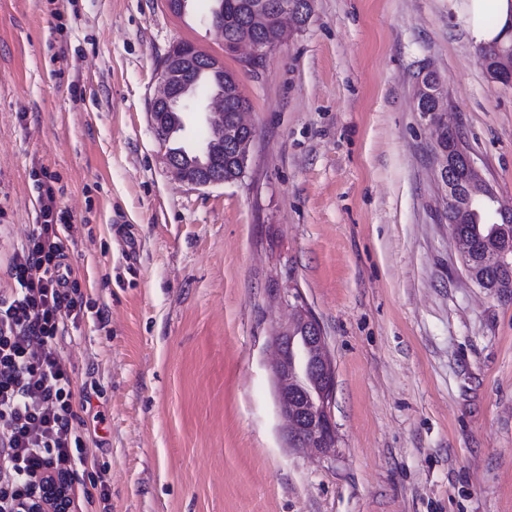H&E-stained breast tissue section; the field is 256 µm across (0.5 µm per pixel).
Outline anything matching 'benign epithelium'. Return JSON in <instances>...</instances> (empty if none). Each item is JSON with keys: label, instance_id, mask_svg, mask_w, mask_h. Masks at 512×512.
Here are the masks:
<instances>
[{"label": "benign epithelium", "instance_id": "1", "mask_svg": "<svg viewBox=\"0 0 512 512\" xmlns=\"http://www.w3.org/2000/svg\"><path fill=\"white\" fill-rule=\"evenodd\" d=\"M273 15L278 24L298 32L303 23L297 21L292 11L288 9V0H262L254 11L257 21H264L267 16ZM276 47V42L270 41L263 46L249 40L224 44V51L237 58L241 68L256 69L260 60ZM207 62L213 69L224 68V62L220 59L201 51L191 44L176 43L170 47L163 58L158 71L156 93L150 99L148 117L153 129H158L160 119L164 112H179L190 101L191 87L185 84V77L197 70L201 62ZM417 90L429 94L435 101V112L431 125L442 127L443 115L448 112L447 100L442 92V84L435 70L423 68L417 80ZM224 93L219 92L210 98L207 106L208 124L211 130L212 146L224 147V141L236 136L242 127H251L246 115L249 112V103L241 102L236 110L234 125H224ZM441 156L440 179L444 183V201L447 207H456L458 203L452 194V186L447 184L448 174L456 164V159L448 152L443 151ZM160 161L164 167L181 183L188 186L207 187L224 183V177L210 175L208 171L216 162L213 149L200 151L198 162L195 164L177 165L166 147H161ZM295 299L293 321H301L307 324L312 335L306 340L314 343L318 348V356L315 363H310L308 355L298 348H293L294 366L288 370V361L283 354L284 342L288 328H283L275 337L277 356L273 366V372L277 382V403L281 415L287 421V433L294 437L302 424L296 416V388L307 377L308 373L315 372L322 383V400L320 406L312 411L313 424L318 426V434L305 442V446L313 453L323 454L334 447L335 436L329 415V404L334 394V367L327 350L325 337L312 312L300 303V296L293 295ZM37 484L41 486L40 494L33 502L24 505L26 512H70L71 491L67 479L58 475L53 470H47L38 477Z\"/></svg>", "mask_w": 512, "mask_h": 512}]
</instances>
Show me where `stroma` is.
<instances>
[{"mask_svg":"<svg viewBox=\"0 0 512 512\" xmlns=\"http://www.w3.org/2000/svg\"><path fill=\"white\" fill-rule=\"evenodd\" d=\"M211 0H0V292L49 171L83 314L58 345L106 488L72 512H512V298L465 273L415 107L512 206V84L486 75L449 0H314L253 71ZM187 41L238 71L244 178L194 189L159 161L147 107ZM299 293L334 370L335 446L290 447L271 340ZM417 90L426 92L434 99L435 112H423V114H432L433 119L430 125L441 128L443 115L448 112V106L438 73L433 69L422 68L417 80Z\"/></svg>","mask_w":512,"mask_h":512,"instance_id":"obj_1","label":"stroma"}]
</instances>
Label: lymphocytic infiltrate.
<instances>
[{"mask_svg": "<svg viewBox=\"0 0 512 512\" xmlns=\"http://www.w3.org/2000/svg\"><path fill=\"white\" fill-rule=\"evenodd\" d=\"M38 204L39 220L9 265L15 287L0 293V512H20L45 470L71 479L88 461L73 371L57 350L82 310L63 254L72 226L51 180L40 181Z\"/></svg>", "mask_w": 512, "mask_h": 512, "instance_id": "1", "label": "lymphocytic infiltrate"}]
</instances>
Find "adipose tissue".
I'll return each instance as SVG.
<instances>
[{"instance_id":"ef3b65f1","label":"adipose tissue","mask_w":512,"mask_h":512,"mask_svg":"<svg viewBox=\"0 0 512 512\" xmlns=\"http://www.w3.org/2000/svg\"><path fill=\"white\" fill-rule=\"evenodd\" d=\"M454 10L473 45L492 46L512 36V0H454Z\"/></svg>"}]
</instances>
